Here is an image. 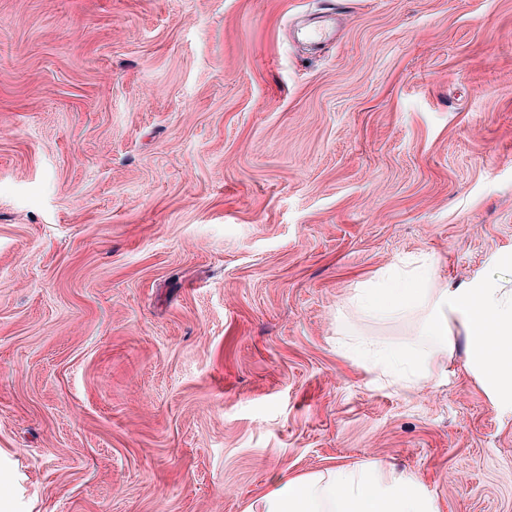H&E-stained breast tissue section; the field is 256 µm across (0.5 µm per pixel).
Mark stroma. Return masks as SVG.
<instances>
[{
    "instance_id": "stroma-1",
    "label": "stroma",
    "mask_w": 512,
    "mask_h": 512,
    "mask_svg": "<svg viewBox=\"0 0 512 512\" xmlns=\"http://www.w3.org/2000/svg\"><path fill=\"white\" fill-rule=\"evenodd\" d=\"M337 6L336 36L297 30ZM512 289V0H0V512H246L383 462L512 512V403L347 299Z\"/></svg>"
}]
</instances>
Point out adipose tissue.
Listing matches in <instances>:
<instances>
[{"label":"adipose tissue","instance_id":"ef3b65f1","mask_svg":"<svg viewBox=\"0 0 512 512\" xmlns=\"http://www.w3.org/2000/svg\"><path fill=\"white\" fill-rule=\"evenodd\" d=\"M432 272L422 264L361 285L350 303L373 319L420 315L433 346L423 352L415 343L402 348L364 340L366 364L385 374L390 384L410 389L442 371L464 335L469 361L486 391L512 402V289L479 280L447 288L431 285ZM248 512H436L432 500L409 475L382 465L355 473L335 469L325 474L285 477L256 500Z\"/></svg>","mask_w":512,"mask_h":512}]
</instances>
